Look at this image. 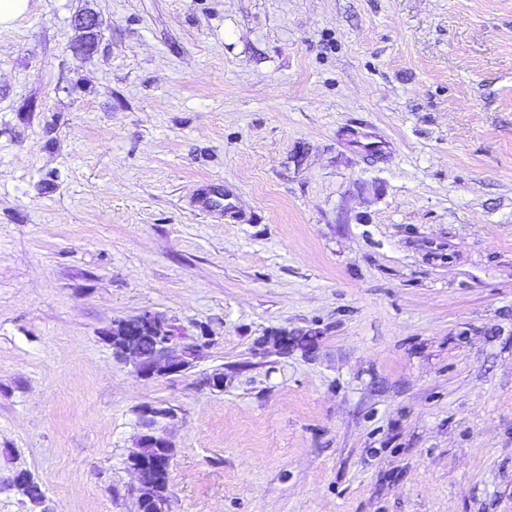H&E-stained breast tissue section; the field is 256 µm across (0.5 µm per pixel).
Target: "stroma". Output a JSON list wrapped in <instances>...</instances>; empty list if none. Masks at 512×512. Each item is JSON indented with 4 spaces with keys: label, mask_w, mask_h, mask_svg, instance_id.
<instances>
[{
    "label": "stroma",
    "mask_w": 512,
    "mask_h": 512,
    "mask_svg": "<svg viewBox=\"0 0 512 512\" xmlns=\"http://www.w3.org/2000/svg\"><path fill=\"white\" fill-rule=\"evenodd\" d=\"M145 310L207 333L192 369L115 357ZM146 405L167 512H512V0H30L0 29V512H138Z\"/></svg>",
    "instance_id": "1"
}]
</instances>
